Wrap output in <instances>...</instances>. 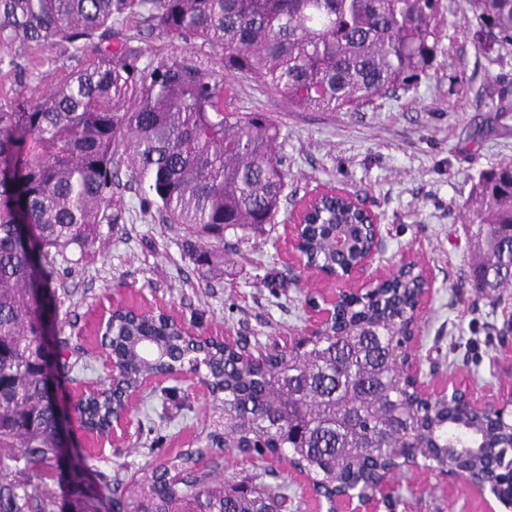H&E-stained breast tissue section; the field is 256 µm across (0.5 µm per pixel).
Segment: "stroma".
Masks as SVG:
<instances>
[{
    "instance_id": "1",
    "label": "stroma",
    "mask_w": 512,
    "mask_h": 512,
    "mask_svg": "<svg viewBox=\"0 0 512 512\" xmlns=\"http://www.w3.org/2000/svg\"><path fill=\"white\" fill-rule=\"evenodd\" d=\"M453 21L456 35L443 44L428 79L359 112L294 111L256 79L242 80L236 89L241 106L267 112L283 128L289 203L320 183L346 187L379 215L385 261L407 252L432 274L436 293L420 356L460 367L478 387L496 389L504 380L490 373L494 329L512 317V287L494 307L478 297L468 277L466 200L482 171L512 159V94L506 112L482 104L488 94L512 85V55L490 61L474 46L472 22L459 15ZM83 60L70 50H48L35 72L1 80L0 90L26 92ZM126 199L128 223L107 230L103 244L80 263L62 257L55 263L56 279L69 295L54 327L71 339L80 360L94 363L96 339L81 332L99 300L115 291L131 304L161 302L204 331L221 326L279 343L300 329L305 296L281 287L284 255L274 250L287 214H280L270 242L253 238L225 255L223 279L208 288L197 280L178 232L143 214L134 192ZM214 414L213 404L190 391L153 395L138 414L139 438L102 455L84 431L72 427L68 458L44 470L55 512H80L82 495H106L113 477L130 479L197 443L213 430ZM81 456L86 464L74 470L73 460Z\"/></svg>"
}]
</instances>
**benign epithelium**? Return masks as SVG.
<instances>
[{
    "mask_svg": "<svg viewBox=\"0 0 512 512\" xmlns=\"http://www.w3.org/2000/svg\"><path fill=\"white\" fill-rule=\"evenodd\" d=\"M324 197H343L352 206L363 211L369 220L365 224L370 246L364 251L359 260L345 268H337L329 274L310 268L299 249L303 224L313 203ZM385 251V240L381 232L379 216L371 209L367 201L348 190L335 184L317 186L308 196L300 200L288 216L285 225L284 253L286 255L288 274L299 277L301 288H306L315 278L328 280L336 287L328 290H310L305 307L303 327L288 336L283 341L287 349L303 348L308 341L330 334L329 328L336 317L337 306L350 293H365L372 290L380 280L392 272L412 269L420 272L424 279V288L418 302L407 310L404 320L407 324L406 336L396 343L393 357L409 375L422 400L431 404L448 403L456 397L463 408L471 415L466 422L460 424L461 429L474 439L463 447L456 449V455L461 460L486 454L487 449L477 440L481 430L472 415L493 414L500 422L509 421L512 424V388L493 391H480L471 383L459 378V373H445L432 362L429 370H424L423 359L418 354L422 345L423 323L429 304L434 293V280L427 269L417 260L403 254L391 266L382 268ZM127 306L124 299L117 293H112V303L100 300L91 320L97 344L96 360L100 369L112 383L119 381V369L112 355L109 337V322L112 312ZM206 335L234 346L245 364H256L263 360L264 353L242 341L239 336H233L223 329L206 332ZM200 357L184 361L172 371L159 376L147 377L141 386L127 394L126 407L123 412L112 418V431L104 438H94L95 448L99 454L106 449L122 448L132 437L135 419L134 413L147 392H155L168 382L185 385L189 390L210 401L211 392L196 370ZM493 369L498 375L512 378V317L504 321L499 329V349L493 361ZM399 466L393 470L382 472L371 490L366 495L356 490H348L336 497L331 504L317 499L311 494V477L300 469L288 468L291 484L301 492V495L314 503L309 512H392L391 505L397 500H421L440 489L453 498L457 492L477 501L480 512H512V459H508L502 467V477L489 481L483 479L477 472L461 468L455 461L448 458V449L439 443L427 440H414L408 443L398 456Z\"/></svg>",
    "mask_w": 512,
    "mask_h": 512,
    "instance_id": "obj_1",
    "label": "benign epithelium"
}]
</instances>
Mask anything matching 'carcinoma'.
I'll use <instances>...</instances> for the list:
<instances>
[{
	"label": "carcinoma",
	"mask_w": 512,
	"mask_h": 512,
	"mask_svg": "<svg viewBox=\"0 0 512 512\" xmlns=\"http://www.w3.org/2000/svg\"><path fill=\"white\" fill-rule=\"evenodd\" d=\"M454 4L448 12L475 21L484 54H512V0ZM439 14L440 0H0L1 77L45 49L90 50L47 88L0 95V512H53L51 493L17 480L6 461H58L57 403L33 293L56 294V257L77 263L104 241V227L127 223L124 191L135 185L140 209L182 233L199 279L224 278L227 235H270L288 187L281 125L241 110L227 81L256 77L293 110L358 112L430 76ZM154 38L163 45L139 46ZM469 207V236L486 256L471 277L496 305L512 281V160L479 176ZM323 219L310 227L309 255L324 265L354 258L353 248L336 251V229L345 225L358 243L357 214L338 207ZM414 288L403 279L349 303L344 322L355 330L304 349L273 348L262 366L207 345L200 370L224 406L223 427L202 448L211 468L195 467L187 452L177 456L183 482L165 483L157 465L135 486L113 479L106 501L88 496L82 512H108L114 500L128 512H265L288 502L287 482L256 471L247 484L264 499L216 482L224 449L282 452L325 489L369 460H395L400 436L448 439V425L434 426L390 359ZM115 334L129 383L162 356L176 362L190 349L175 327L163 332L147 318L121 315ZM83 415L104 430L112 387ZM485 441L512 451L506 424Z\"/></svg>",
	"instance_id": "carcinoma-1"
}]
</instances>
